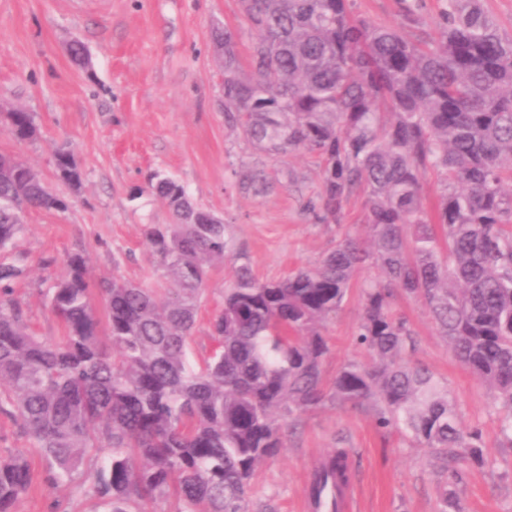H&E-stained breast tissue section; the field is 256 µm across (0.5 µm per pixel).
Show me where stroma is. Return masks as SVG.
<instances>
[{"label":"stroma","mask_w":512,"mask_h":512,"mask_svg":"<svg viewBox=\"0 0 512 512\" xmlns=\"http://www.w3.org/2000/svg\"><path fill=\"white\" fill-rule=\"evenodd\" d=\"M442 7V0H350L354 15L414 40L439 38ZM224 26L248 58L255 35L240 0H0V102L32 112L38 127L30 142L0 129V154L24 160L68 203L28 213L7 253L27 269L13 296L36 335L62 334L46 293L72 253L89 255L92 282L118 277L154 285L155 260L142 229L171 221L167 205L147 190L156 173L177 179L195 207L231 226L234 256L211 270L193 330L198 359L212 345L209 320L223 305L237 257L259 280H274L316 266L345 234L365 233L363 195L348 198L330 223L310 210L322 179L317 155L303 151L280 164L225 124L224 66L212 43L213 29ZM75 40L85 44L90 67L71 60ZM60 150L74 154L79 188L56 178ZM244 168L264 171L273 190H240L236 174ZM379 277L377 268L363 267L336 315L322 324L331 347L326 381L361 358L359 286ZM398 311L415 334L411 359L447 384L462 422L481 429L489 466L461 465V479L453 481L426 449L379 430L371 408L328 401L301 415L286 430L282 452L259 467L250 512H310L304 488L334 448L348 452L352 512H440L444 490L453 488L463 512H512V448L504 445L489 391L452 358L419 299L400 298ZM17 453L33 474L17 512H99L90 491L94 472L46 483L38 449L19 421L0 410V457Z\"/></svg>","instance_id":"1"}]
</instances>
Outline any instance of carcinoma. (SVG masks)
<instances>
[{
  "mask_svg": "<svg viewBox=\"0 0 512 512\" xmlns=\"http://www.w3.org/2000/svg\"><path fill=\"white\" fill-rule=\"evenodd\" d=\"M256 38L245 74L229 28L224 46V122L279 162L306 150L323 162L309 208L336 219L366 193L367 233L347 234L312 269L256 280L235 267L224 308L210 320L214 347L192 360L191 337L210 269L231 252L230 225L194 208L183 185L160 173L150 189L173 223L143 235L161 271L159 288L103 280L107 334L91 302L89 259L69 256L48 289L64 334L29 332L13 283L19 261H0V407L8 404L44 462L50 484L100 463L93 492L102 512H248L259 466L284 448V429L330 397L373 406L378 428L398 431L446 461L486 463L481 431L462 425L448 388L406 357L413 331L395 311L421 299L454 359L490 392L512 443V39L497 33L480 0H445L439 41L411 40L355 17L348 0H241ZM17 141L38 129L30 112H0ZM57 178L76 186L69 151ZM446 185L433 214L422 175ZM238 187L267 190L245 169ZM63 210L24 161L0 155V252L32 210ZM381 278L361 287L358 343L323 389L330 351L320 325L341 307L361 267ZM343 450L314 467L308 495L342 491ZM31 485L23 455L0 457V512Z\"/></svg>",
  "mask_w": 512,
  "mask_h": 512,
  "instance_id": "carcinoma-1",
  "label": "carcinoma"
}]
</instances>
